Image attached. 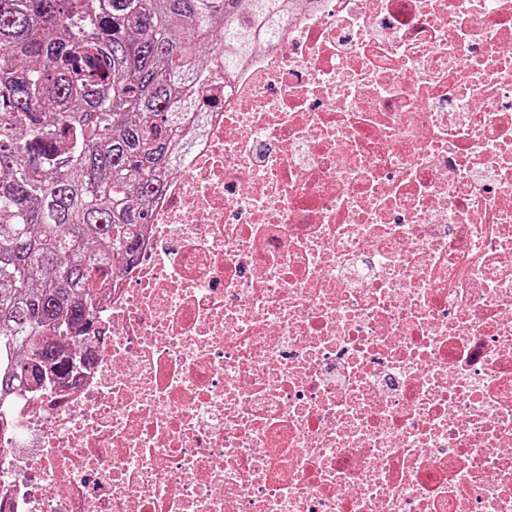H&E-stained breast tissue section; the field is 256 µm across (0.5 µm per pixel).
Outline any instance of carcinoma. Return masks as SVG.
<instances>
[{
    "label": "carcinoma",
    "instance_id": "cac0c4a2",
    "mask_svg": "<svg viewBox=\"0 0 512 512\" xmlns=\"http://www.w3.org/2000/svg\"><path fill=\"white\" fill-rule=\"evenodd\" d=\"M294 0H0V395L68 371L201 129L187 93L277 40Z\"/></svg>",
    "mask_w": 512,
    "mask_h": 512
}]
</instances>
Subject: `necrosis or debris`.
Here are the masks:
<instances>
[{
	"mask_svg": "<svg viewBox=\"0 0 512 512\" xmlns=\"http://www.w3.org/2000/svg\"><path fill=\"white\" fill-rule=\"evenodd\" d=\"M196 107L0 512H512V0H302Z\"/></svg>",
	"mask_w": 512,
	"mask_h": 512,
	"instance_id": "necrosis-or-debris-1",
	"label": "necrosis or debris"
}]
</instances>
